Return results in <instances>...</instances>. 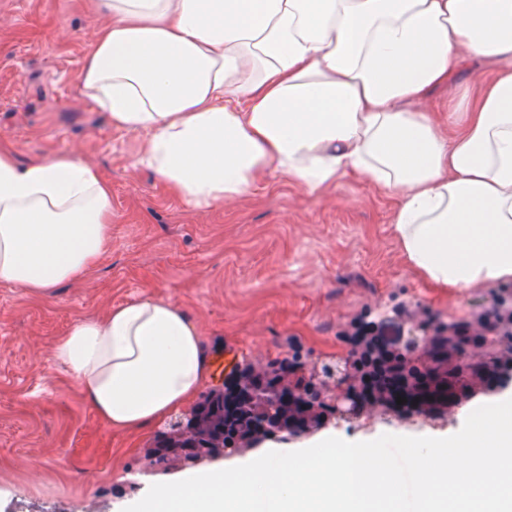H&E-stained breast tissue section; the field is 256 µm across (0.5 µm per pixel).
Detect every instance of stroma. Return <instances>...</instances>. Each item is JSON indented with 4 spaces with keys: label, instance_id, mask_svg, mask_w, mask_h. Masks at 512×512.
<instances>
[{
    "label": "stroma",
    "instance_id": "1",
    "mask_svg": "<svg viewBox=\"0 0 512 512\" xmlns=\"http://www.w3.org/2000/svg\"><path fill=\"white\" fill-rule=\"evenodd\" d=\"M105 21L92 0H0V146L23 161L75 156L112 186L110 246L83 280L45 298L0 284V512H123L142 497L126 483L166 423L116 433L82 401L51 358L76 320L152 296L186 312L208 358L235 349L247 362H321L349 353L344 337L356 322L393 331L404 314L426 310L448 324L481 311L497 287L441 288L416 274L394 236L392 197L363 180L311 195L273 174L210 210L168 194L135 162L141 134L114 129L79 92ZM470 406L387 427L329 421L281 446L448 437Z\"/></svg>",
    "mask_w": 512,
    "mask_h": 512
}]
</instances>
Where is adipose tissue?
Here are the masks:
<instances>
[{"label":"adipose tissue","mask_w":512,"mask_h":512,"mask_svg":"<svg viewBox=\"0 0 512 512\" xmlns=\"http://www.w3.org/2000/svg\"><path fill=\"white\" fill-rule=\"evenodd\" d=\"M109 17L77 80L185 204L211 209L278 173L316 194L364 179L430 282L512 278V0H97ZM472 72L447 138L410 103ZM479 88L471 99V88ZM112 188L69 155L0 149V283L47 296L109 246ZM52 360L116 432L190 401L209 362L175 304L152 297L76 321Z\"/></svg>","instance_id":"ef3b65f1"}]
</instances>
